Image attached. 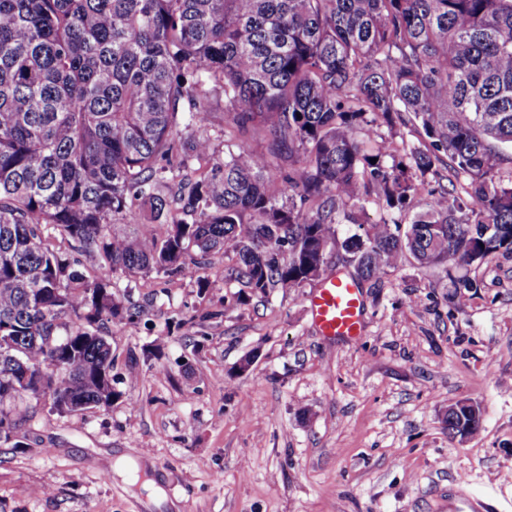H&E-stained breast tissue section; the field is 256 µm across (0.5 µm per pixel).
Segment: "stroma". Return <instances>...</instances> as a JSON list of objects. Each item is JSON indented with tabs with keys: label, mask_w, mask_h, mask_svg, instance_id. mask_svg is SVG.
I'll return each instance as SVG.
<instances>
[{
	"label": "stroma",
	"mask_w": 512,
	"mask_h": 512,
	"mask_svg": "<svg viewBox=\"0 0 512 512\" xmlns=\"http://www.w3.org/2000/svg\"><path fill=\"white\" fill-rule=\"evenodd\" d=\"M230 266L112 275L145 308L108 328L118 397L38 406L0 446V512H448L460 489L512 512V253L361 282L358 342L314 327L321 279L241 304Z\"/></svg>",
	"instance_id": "35a3bbf8"
}]
</instances>
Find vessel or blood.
<instances>
[{"mask_svg": "<svg viewBox=\"0 0 512 512\" xmlns=\"http://www.w3.org/2000/svg\"><path fill=\"white\" fill-rule=\"evenodd\" d=\"M312 322L323 336L349 339L363 334L364 300L349 278H328L310 299Z\"/></svg>", "mask_w": 512, "mask_h": 512, "instance_id": "b4317fda", "label": "vessel or blood"}]
</instances>
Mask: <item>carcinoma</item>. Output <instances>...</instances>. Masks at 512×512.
Returning a JSON list of instances; mask_svg holds the SVG:
<instances>
[{
    "label": "carcinoma",
    "mask_w": 512,
    "mask_h": 512,
    "mask_svg": "<svg viewBox=\"0 0 512 512\" xmlns=\"http://www.w3.org/2000/svg\"><path fill=\"white\" fill-rule=\"evenodd\" d=\"M398 124L418 144L381 132ZM499 144L512 0H0V336L21 348L0 344V445L22 447L29 400L115 397L104 332L122 307L55 240L125 275L230 256L242 303L315 279L322 243L365 280L407 256L485 262L512 252ZM441 167L460 193L431 187ZM369 201L387 217L340 234Z\"/></svg>",
    "instance_id": "cac0c4a2"
}]
</instances>
